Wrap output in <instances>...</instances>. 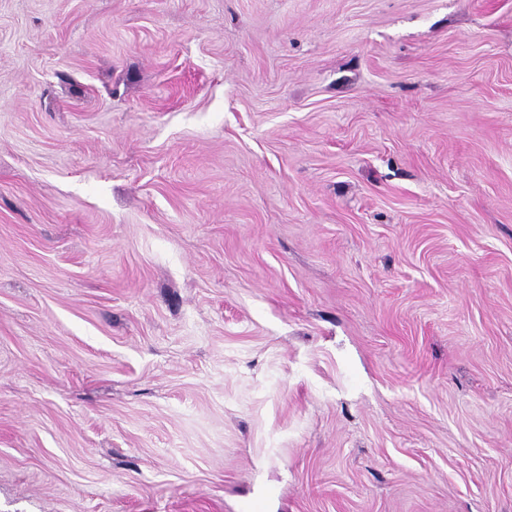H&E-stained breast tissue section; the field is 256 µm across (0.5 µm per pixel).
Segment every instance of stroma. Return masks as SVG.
<instances>
[{"mask_svg": "<svg viewBox=\"0 0 512 512\" xmlns=\"http://www.w3.org/2000/svg\"><path fill=\"white\" fill-rule=\"evenodd\" d=\"M512 512V0H0V512Z\"/></svg>", "mask_w": 512, "mask_h": 512, "instance_id": "1", "label": "stroma"}]
</instances>
